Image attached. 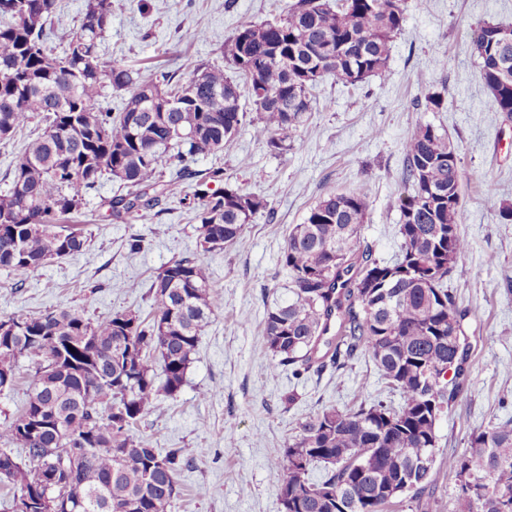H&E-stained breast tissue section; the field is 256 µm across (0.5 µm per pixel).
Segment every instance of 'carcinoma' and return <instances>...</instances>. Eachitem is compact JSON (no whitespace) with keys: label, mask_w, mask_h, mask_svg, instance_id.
Returning a JSON list of instances; mask_svg holds the SVG:
<instances>
[{"label":"carcinoma","mask_w":512,"mask_h":512,"mask_svg":"<svg viewBox=\"0 0 512 512\" xmlns=\"http://www.w3.org/2000/svg\"><path fill=\"white\" fill-rule=\"evenodd\" d=\"M407 2L295 0L280 19L240 22L224 46L232 73L192 63L184 78L100 61L112 0H84L79 31L59 52L51 35L61 0H0V132L10 133L7 143L45 124L0 193V271L20 288L48 262L81 253L88 238L65 221L104 178L125 189L108 201L117 218L178 197L192 202L197 250L245 245V226L269 207L264 198L233 186L220 167L191 193L165 169L224 149L248 123L268 134L271 149L288 150L324 78L386 76ZM505 29L480 24L471 44L495 111L511 115ZM324 44L328 58L314 52ZM108 89L127 93L115 116L98 107ZM403 154L408 192L393 261L361 239L369 202L360 190L320 199L282 248L290 295L267 310L263 355L297 378L365 357L399 395L395 407L331 406L302 422L277 467L282 512L420 503L432 486L437 422L466 391L465 313L445 286L468 249L459 147L428 123ZM210 275L196 253L161 267L147 318L124 310L93 320L80 308L0 318L10 323L0 332V392L15 385L22 360L31 378L23 406L0 429V482L28 494L32 512H169L194 449L156 448L137 428L181 390L200 332L222 306ZM316 464L323 474L313 480ZM448 471L459 481L458 512H512V419L474 431L465 452L448 457ZM49 472L61 488L41 484Z\"/></svg>","instance_id":"1"}]
</instances>
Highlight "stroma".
<instances>
[{"label": "stroma", "instance_id": "obj_1", "mask_svg": "<svg viewBox=\"0 0 512 512\" xmlns=\"http://www.w3.org/2000/svg\"><path fill=\"white\" fill-rule=\"evenodd\" d=\"M290 0H112V23L101 61L176 71L187 61L223 63L224 46L246 18L283 14ZM512 25V0H423L408 5L390 48L385 78L346 85L329 77L312 95L308 121L277 155L259 126L243 127L223 151L198 157L181 179L195 186L220 167L269 211L245 227V247L205 254L223 304L200 335L180 392L146 414L140 436L157 448H191L195 461L178 476L171 512H281L276 465L299 422L325 406L349 409L366 399L392 401L371 361L359 359L322 376L295 379L272 369L260 350L267 308L288 296L279 264L285 238L310 207L331 193L363 191L369 215L361 235L378 257L399 251L404 141L429 123L459 146L460 231L469 248L447 285L466 309L470 345L467 390L437 423L433 494L427 512H457L459 482L448 458L463 453L470 434L512 418V221L490 202L512 205V116L493 109L470 46L479 23ZM440 96L435 110L420 108ZM119 184L102 181L71 218L91 236L83 252L53 260L14 288L0 273V317L85 307L102 319L132 309L148 314L151 275L194 251L197 224L179 199L118 219L106 202ZM145 239L142 252L128 240ZM296 393L294 405L284 401Z\"/></svg>", "mask_w": 512, "mask_h": 512}]
</instances>
